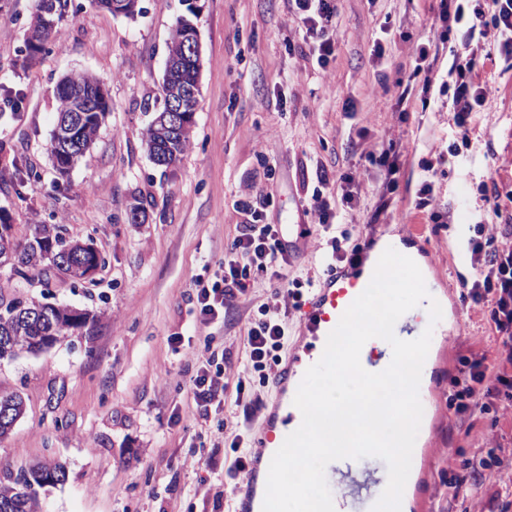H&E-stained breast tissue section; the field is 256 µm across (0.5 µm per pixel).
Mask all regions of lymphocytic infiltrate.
I'll use <instances>...</instances> for the list:
<instances>
[{
	"label": "lymphocytic infiltrate",
	"instance_id": "f902f5d3",
	"mask_svg": "<svg viewBox=\"0 0 512 512\" xmlns=\"http://www.w3.org/2000/svg\"><path fill=\"white\" fill-rule=\"evenodd\" d=\"M290 2L306 28L307 37L316 42L318 66L326 67L335 53L336 0ZM436 18L427 44L417 48L409 60L407 83L394 103L401 107L408 105L419 76L430 75L433 70L432 55L448 51V79L442 87L453 110L456 138L449 144L448 153L455 157L470 146L471 126L485 96L483 87L474 81L475 70L482 61L474 44L489 37L499 52L512 56V0H437ZM318 182L312 199L319 224L330 233L322 265L329 269L343 262L356 264L359 252L343 249L342 243L349 234L339 227L342 208H353L359 201L355 180L344 175L334 182L323 172ZM270 203V198L264 195L236 200L235 208L243 221L224 253L221 271L212 278L196 281L197 312L204 323L223 320L229 309L246 299L250 284L261 279H290L289 295L297 305L316 287V278H289L288 268L297 246L289 241L282 225L266 223L265 209ZM469 247L480 272L471 282L468 295L474 304L487 305L489 320L503 347L512 351V246L493 247L491 239L485 235L484 225L478 224ZM287 338L286 310L275 300L260 305L247 323L245 352L250 365L249 376L237 379L235 385H228L224 366L215 350L210 351L191 376L193 400L199 414L206 417L223 410L224 395L230 388L236 392V406L249 409V392L255 383H267L266 369L278 363ZM462 365L460 377L453 380L452 407L459 414L488 411V404L479 400L488 377L486 366L478 358L463 359Z\"/></svg>",
	"mask_w": 512,
	"mask_h": 512
}]
</instances>
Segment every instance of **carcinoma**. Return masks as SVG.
<instances>
[{
    "instance_id": "cac0c4a2",
    "label": "carcinoma",
    "mask_w": 512,
    "mask_h": 512,
    "mask_svg": "<svg viewBox=\"0 0 512 512\" xmlns=\"http://www.w3.org/2000/svg\"><path fill=\"white\" fill-rule=\"evenodd\" d=\"M57 27L49 24L41 11L34 16L29 32L36 44H28L30 59L34 60L42 52L56 33ZM200 66L193 61H186L177 70L164 75L165 84L196 85ZM83 93L82 117L69 135L71 145L69 154L58 152L56 131H51L47 152L53 167L60 176H65L74 168L95 142L98 129L103 124L110 104L107 97L100 94L99 80L87 74H75L65 81H60L55 89L57 108H68L74 104V92ZM193 121L178 126L170 122V116L160 111L156 113L145 130V143L153 162L169 168L179 161L189 142ZM10 226L0 225V269L8 268L11 272L26 279L48 277L53 274L64 279H71L69 265L65 264L59 251L45 252L36 259H31L21 250V243L8 233ZM63 229L56 224H40L31 238L26 240L30 248L43 249L42 242L50 239L72 247L73 254H79L78 242L62 236ZM38 299L34 297L7 298L0 293V355L14 359L23 353H31L26 338L56 335L64 337L69 332L95 324L96 316L86 311L83 320L74 325L70 322L68 307L61 306L51 311L52 318L41 319L33 310ZM8 407L11 418H19L24 413V402L16 392H0V409ZM35 479L32 468L21 467L13 472L0 473V512H40L39 493L30 491V481Z\"/></svg>"
}]
</instances>
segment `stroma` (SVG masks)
I'll list each match as a JSON object with an SVG mask.
<instances>
[{
    "label": "stroma",
    "instance_id": "1",
    "mask_svg": "<svg viewBox=\"0 0 512 512\" xmlns=\"http://www.w3.org/2000/svg\"><path fill=\"white\" fill-rule=\"evenodd\" d=\"M39 0H0V222L17 238L32 225H61L67 238L92 240L105 257L93 282L29 286L0 271V287L20 297L96 314L53 348L0 362V389L20 392L26 412L0 440V470L51 460L64 464L63 483L41 491L42 512H233L239 480L227 476L234 454L209 462L218 437L252 435L276 398L273 384L255 386L251 422L233 402L201 423L189 378L206 342L224 347L228 380L248 375L245 324L273 292L250 288L225 324L203 325L192 302L197 276H210L241 221L234 203L258 188L272 193L271 224H304L292 273L319 276L325 238L312 208L316 171L352 174L357 207L346 211L349 246L369 252L385 235L416 252L431 288L443 291L445 318L466 328L436 344L427 372L431 408L417 436L432 444L424 483H412L427 512H495L512 501V404L486 414L448 406L464 357L483 359L489 374L512 362L486 308L474 305L466 282L475 276L468 240L475 224L495 246L512 214V64L497 58L479 77L488 94L472 145L452 158V110L439 87L448 55L433 67L427 102L408 116L367 111L368 101L406 79L403 64L435 23L434 0H338L336 50L319 68L311 41L286 0H140L128 19L93 0H69L57 33L36 62L26 59L29 22ZM200 34L203 67L190 142L171 168L149 158L143 133L162 105L168 46L178 19ZM383 62L371 55L381 27ZM70 73L101 81L112 110L90 153L60 178L46 153L56 116L55 88ZM396 140L399 188L388 201L375 190L376 171L360 162L365 145ZM432 160L433 171L420 166ZM431 180L443 221L429 223L415 207ZM496 188L485 199L479 185ZM140 203L142 223L127 220ZM495 453L481 488L464 498L448 486V465L479 464Z\"/></svg>",
    "mask_w": 512,
    "mask_h": 512
}]
</instances>
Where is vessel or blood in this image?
I'll use <instances>...</instances> for the list:
<instances>
[{
  "mask_svg": "<svg viewBox=\"0 0 512 512\" xmlns=\"http://www.w3.org/2000/svg\"><path fill=\"white\" fill-rule=\"evenodd\" d=\"M365 288L358 269L339 268L325 272L317 288L305 296L301 314L310 340L291 351L275 379L281 403L252 438L250 461L241 479L235 512H262L271 452L282 445L294 419L291 401L306 370L321 358L328 334ZM333 469L349 484L347 495L334 498L335 512H371L381 492L362 477L354 460L334 461Z\"/></svg>",
  "mask_w": 512,
  "mask_h": 512,
  "instance_id": "obj_1",
  "label": "vessel or blood"
}]
</instances>
